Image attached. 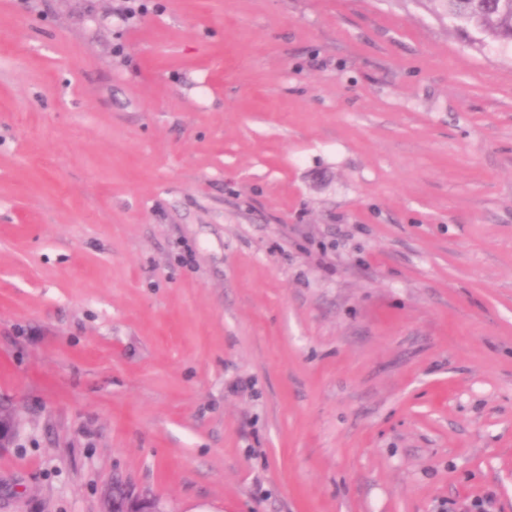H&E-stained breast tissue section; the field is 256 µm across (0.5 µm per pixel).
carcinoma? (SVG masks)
Masks as SVG:
<instances>
[{
  "label": "carcinoma",
  "mask_w": 512,
  "mask_h": 512,
  "mask_svg": "<svg viewBox=\"0 0 512 512\" xmlns=\"http://www.w3.org/2000/svg\"><path fill=\"white\" fill-rule=\"evenodd\" d=\"M455 26L475 34L474 41L512 44V0H433Z\"/></svg>",
  "instance_id": "obj_1"
}]
</instances>
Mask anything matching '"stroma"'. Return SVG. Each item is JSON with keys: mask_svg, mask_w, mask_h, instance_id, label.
Here are the masks:
<instances>
[{"mask_svg": "<svg viewBox=\"0 0 512 512\" xmlns=\"http://www.w3.org/2000/svg\"><path fill=\"white\" fill-rule=\"evenodd\" d=\"M144 2L0 0V512H512V46Z\"/></svg>", "mask_w": 512, "mask_h": 512, "instance_id": "stroma-1", "label": "stroma"}]
</instances>
